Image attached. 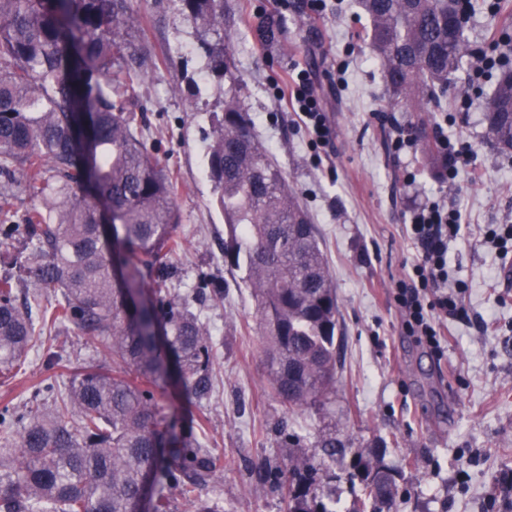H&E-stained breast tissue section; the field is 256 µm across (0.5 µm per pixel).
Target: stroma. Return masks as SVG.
<instances>
[{"mask_svg": "<svg viewBox=\"0 0 512 512\" xmlns=\"http://www.w3.org/2000/svg\"><path fill=\"white\" fill-rule=\"evenodd\" d=\"M466 24L473 52L491 50L489 34L512 39V0H473ZM131 51L142 61L131 104L141 136L178 183L177 234L184 241L171 294L189 301L213 337L215 390L204 409L185 406L175 384L158 389L160 411L177 423L205 419L206 446L223 469L200 493L213 512H286L281 490L260 483L259 467L287 470L311 455L320 436L355 454L382 456L399 472L391 512H512V288L500 278L512 253L484 243L493 224L512 222V154L487 135L484 106L493 75L471 83L469 69L449 76L429 128L469 141L483 176L449 185L416 139L415 113L396 112L410 144L387 147L389 90L363 38L367 25L353 0H327L322 14L302 0H224V52L241 89L240 106L267 155L287 174L316 225L336 290V383L319 406L291 410L269 390L258 340L259 318L241 270L224 261L227 227L206 176L217 115L229 79L209 69L205 34L177 0H127ZM281 15L280 43L253 33L256 16ZM313 78L332 127L329 146L314 147L295 113L274 91L299 70ZM475 105L462 109V96ZM414 184H407L408 176ZM428 199L458 211L461 229L448 249V292L467 316L449 320L448 344L435 355L406 334L394 299L418 248L410 212ZM208 280L201 289L200 280ZM62 363L47 364L48 352ZM99 343L62 325L29 351L21 373L0 378V401L21 399L32 382L102 363Z\"/></svg>", "mask_w": 512, "mask_h": 512, "instance_id": "obj_1", "label": "stroma"}]
</instances>
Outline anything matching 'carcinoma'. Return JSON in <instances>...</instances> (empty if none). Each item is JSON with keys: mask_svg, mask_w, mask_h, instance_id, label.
Returning <instances> with one entry per match:
<instances>
[{"mask_svg": "<svg viewBox=\"0 0 512 512\" xmlns=\"http://www.w3.org/2000/svg\"><path fill=\"white\" fill-rule=\"evenodd\" d=\"M181 11L220 35L224 0H179ZM391 106L439 104L448 76L471 56L465 29H448L443 0H359ZM126 0H0V174L41 206L4 239L26 235V266L38 291L18 302L0 277V375H18L27 352L61 324L96 339L113 367L73 372L67 390L43 379L22 408L0 406V512H134L147 481L198 501L224 467L198 435L161 415L160 383L178 378L198 407L213 390V341L187 303L172 298L183 242L176 235L178 184L146 148L128 92L140 72L124 49ZM259 42L279 41L281 19L256 18ZM211 68L236 82L224 44ZM488 133L512 150V66L499 69L487 104ZM208 177L228 237L224 260L245 270L264 324L271 392L291 409L319 403L336 370V290L313 224L230 98L216 123ZM153 284L152 299L130 295ZM316 455L295 460L281 481L287 512H329L310 492ZM398 472L357 455L347 472L362 493L350 512H375L398 495Z\"/></svg>", "mask_w": 512, "mask_h": 512, "instance_id": "obj_1", "label": "carcinoma"}]
</instances>
